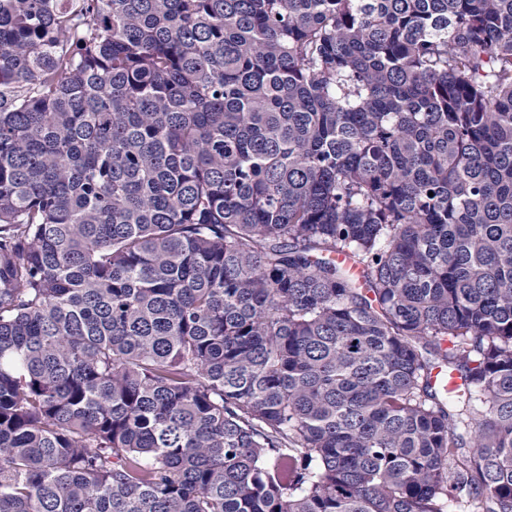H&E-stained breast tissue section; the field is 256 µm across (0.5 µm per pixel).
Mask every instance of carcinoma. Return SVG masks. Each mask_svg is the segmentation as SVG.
I'll use <instances>...</instances> for the list:
<instances>
[{
	"mask_svg": "<svg viewBox=\"0 0 512 512\" xmlns=\"http://www.w3.org/2000/svg\"><path fill=\"white\" fill-rule=\"evenodd\" d=\"M452 502L512 512V0H0V512Z\"/></svg>",
	"mask_w": 512,
	"mask_h": 512,
	"instance_id": "obj_1",
	"label": "carcinoma"
}]
</instances>
